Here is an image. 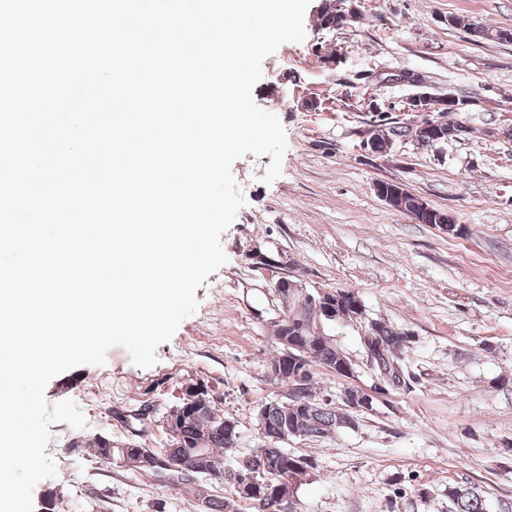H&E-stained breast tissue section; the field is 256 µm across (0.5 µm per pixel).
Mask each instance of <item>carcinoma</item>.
Returning a JSON list of instances; mask_svg holds the SVG:
<instances>
[{"instance_id": "carcinoma-1", "label": "carcinoma", "mask_w": 512, "mask_h": 512, "mask_svg": "<svg viewBox=\"0 0 512 512\" xmlns=\"http://www.w3.org/2000/svg\"><path fill=\"white\" fill-rule=\"evenodd\" d=\"M341 5V0H321L316 13L317 28L330 30L341 27L343 25ZM456 23L469 28L478 37L494 39L500 43H512V29L475 25L463 19L456 20ZM373 123L381 128L380 133L372 135V153L374 154L389 149L392 138L399 137L405 132L412 134L417 141L423 143L430 141L420 127L411 126L404 129L395 126L384 113L376 116ZM381 185L392 207L413 214L415 220L421 224H438L448 218L447 213L434 208L423 212L418 211L419 197L406 191L397 182L383 181ZM306 292H308L306 288L288 289L285 302L287 312L283 313V318L270 322L269 335L274 340L288 335L302 344L308 343L316 347V353L320 354L325 364L330 366L350 361L349 355L336 345L327 331L318 330L317 318H323L326 328L330 326V322L324 319V313L314 308ZM332 294L336 301L334 313L337 319L350 315L351 304L361 303L356 293L349 289H336ZM368 322L371 323L372 335L384 348L403 347L409 342V332L384 319L370 316ZM271 364L280 365L279 369L271 372V376L282 383L288 382V375L295 371L293 364L283 357L280 350L276 351L272 357ZM315 368H317L315 364L306 368L302 381L296 388V398L270 400L256 410V414L263 416L266 433L261 435L262 447L246 456V463L252 466L250 472L258 482V495L249 499L252 512H301L300 500L297 499L292 504L280 503L271 492L290 467L298 464L309 467L312 464L309 456L292 454L281 447L285 438L305 437L315 440L357 425L353 411L349 409L346 402L337 404L315 395ZM225 419L224 411L212 399L209 401L207 413L198 418L188 419L184 427L177 431H167L169 446L183 444V447L177 449L176 469L171 471L174 486L178 487L194 481L196 467H198V449L192 446L191 441L197 436L206 440L204 451L209 455L210 463L224 467V454L239 447L240 440L239 432L236 431L230 435L224 432L223 420ZM129 453L125 466L133 471L149 472L159 463V454L149 448H131ZM448 497L454 503L455 512H487L486 499L472 487H452L448 489ZM195 499L201 501L202 512H229V501L209 494L208 488L202 484L195 489Z\"/></svg>"}]
</instances>
